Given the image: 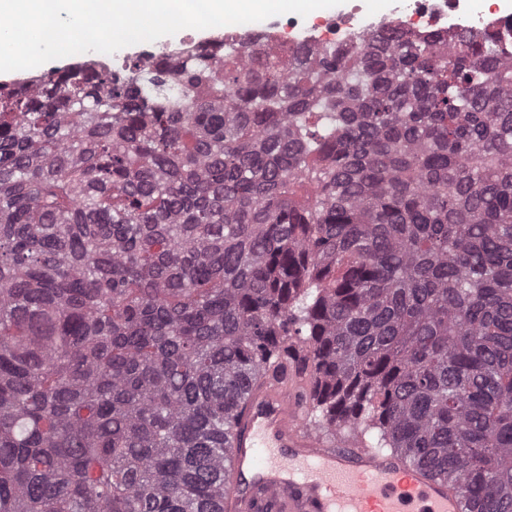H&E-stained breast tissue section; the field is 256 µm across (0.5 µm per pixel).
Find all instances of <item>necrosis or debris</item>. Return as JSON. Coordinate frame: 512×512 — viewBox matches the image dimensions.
<instances>
[{
    "mask_svg": "<svg viewBox=\"0 0 512 512\" xmlns=\"http://www.w3.org/2000/svg\"><path fill=\"white\" fill-rule=\"evenodd\" d=\"M394 27L420 35L471 29L512 38V13L495 4L475 7L466 0H391L382 10L368 8L364 0H344L311 19L279 16L240 24L232 37L244 43L267 37L287 46L344 47L365 33Z\"/></svg>",
    "mask_w": 512,
    "mask_h": 512,
    "instance_id": "obj_1",
    "label": "necrosis or debris"
}]
</instances>
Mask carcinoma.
<instances>
[{"label":"carcinoma","instance_id":"cac0c4a2","mask_svg":"<svg viewBox=\"0 0 512 512\" xmlns=\"http://www.w3.org/2000/svg\"><path fill=\"white\" fill-rule=\"evenodd\" d=\"M512 512V45H190L0 84V512H225L244 384Z\"/></svg>","mask_w":512,"mask_h":512}]
</instances>
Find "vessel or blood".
<instances>
[{
    "mask_svg": "<svg viewBox=\"0 0 512 512\" xmlns=\"http://www.w3.org/2000/svg\"><path fill=\"white\" fill-rule=\"evenodd\" d=\"M234 430L226 512H462L446 480L357 441L333 446L306 424L296 373L250 387Z\"/></svg>",
    "mask_w": 512,
    "mask_h": 512,
    "instance_id": "1",
    "label": "vessel or blood"
}]
</instances>
